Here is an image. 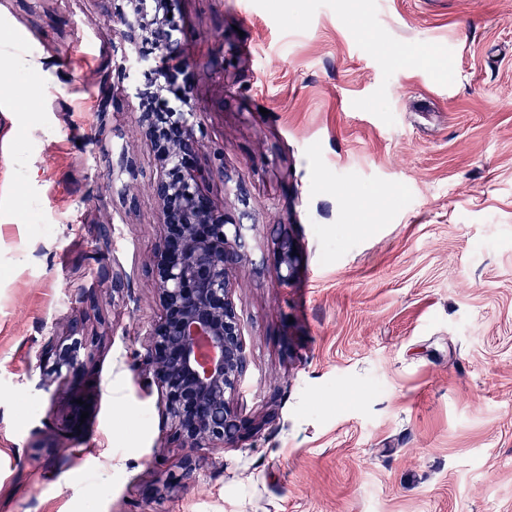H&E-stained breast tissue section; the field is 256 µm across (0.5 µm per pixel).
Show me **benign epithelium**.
Listing matches in <instances>:
<instances>
[{
  "label": "benign epithelium",
  "mask_w": 512,
  "mask_h": 512,
  "mask_svg": "<svg viewBox=\"0 0 512 512\" xmlns=\"http://www.w3.org/2000/svg\"><path fill=\"white\" fill-rule=\"evenodd\" d=\"M132 11L116 18L124 57L133 61L128 86L140 96V77L159 87L170 83L172 61H183L180 41L166 29L157 11L161 0H134ZM195 113L168 112L166 124L146 119L145 133L156 150L164 177L153 191L162 202L164 234L153 258L154 288L161 315L148 333L140 364L145 380L163 396L172 440L182 448L177 482L190 487L200 468L199 448H233L242 438L258 435L274 420L247 419L235 396L249 371L243 326L233 298L238 266L248 258L246 225L217 209L203 187L224 171V156L201 167L194 157L201 145L191 135ZM286 278L295 273L293 242L282 238L273 252ZM97 337L72 320L65 332L48 337L38 359L34 388L50 391L83 373L94 356Z\"/></svg>",
  "instance_id": "1"
}]
</instances>
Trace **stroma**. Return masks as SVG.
I'll use <instances>...</instances> for the list:
<instances>
[{"instance_id": "obj_1", "label": "stroma", "mask_w": 512, "mask_h": 512, "mask_svg": "<svg viewBox=\"0 0 512 512\" xmlns=\"http://www.w3.org/2000/svg\"><path fill=\"white\" fill-rule=\"evenodd\" d=\"M176 2L196 162L223 151L206 191L249 226L235 401L277 418L146 497L181 450L134 371L163 169L119 70L127 0H0V512L97 486L98 512H512V0ZM72 319L94 359L34 390ZM293 247V242L289 237L282 238L276 243V248L273 252L274 258L279 266L284 265L286 267L287 275L285 277L288 278V280L291 279L295 273L296 257Z\"/></svg>"}]
</instances>
